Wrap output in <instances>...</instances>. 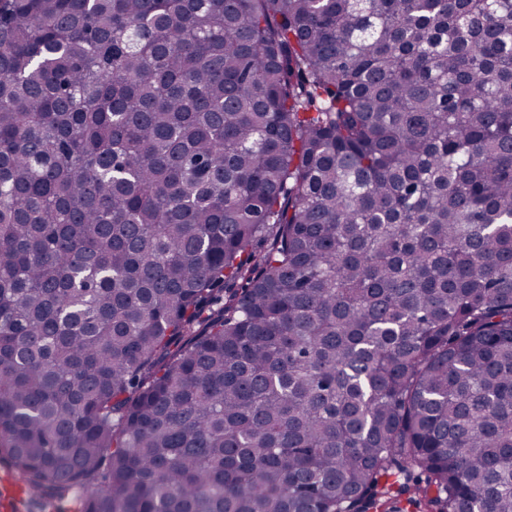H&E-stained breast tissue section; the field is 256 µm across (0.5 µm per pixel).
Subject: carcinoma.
<instances>
[{"label": "carcinoma", "instance_id": "obj_1", "mask_svg": "<svg viewBox=\"0 0 512 512\" xmlns=\"http://www.w3.org/2000/svg\"><path fill=\"white\" fill-rule=\"evenodd\" d=\"M0 455L43 512H512V0H0Z\"/></svg>", "mask_w": 512, "mask_h": 512}]
</instances>
